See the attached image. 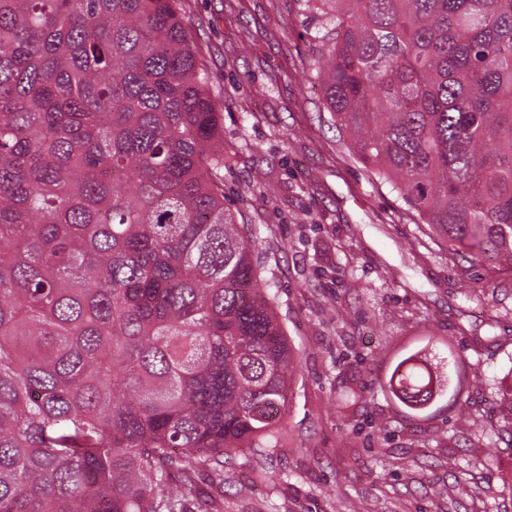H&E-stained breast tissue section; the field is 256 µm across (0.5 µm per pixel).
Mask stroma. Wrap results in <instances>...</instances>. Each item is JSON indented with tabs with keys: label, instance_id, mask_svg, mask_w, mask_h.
<instances>
[{
	"label": "stroma",
	"instance_id": "35a3bbf8",
	"mask_svg": "<svg viewBox=\"0 0 512 512\" xmlns=\"http://www.w3.org/2000/svg\"><path fill=\"white\" fill-rule=\"evenodd\" d=\"M224 125L225 204L251 224L298 355L282 437L201 485L219 512H512V280L461 282L445 243L349 153L324 107L321 21L307 0H181ZM498 320L501 347L475 354ZM453 339L478 375L456 409L407 417L380 384ZM361 385L356 412L340 386Z\"/></svg>",
	"mask_w": 512,
	"mask_h": 512
}]
</instances>
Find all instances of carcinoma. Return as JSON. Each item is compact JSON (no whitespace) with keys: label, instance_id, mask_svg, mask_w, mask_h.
<instances>
[{"label":"carcinoma","instance_id":"carcinoma-1","mask_svg":"<svg viewBox=\"0 0 512 512\" xmlns=\"http://www.w3.org/2000/svg\"><path fill=\"white\" fill-rule=\"evenodd\" d=\"M352 157L512 279V0H307ZM179 0H0V512H186L297 370ZM422 349L381 390L455 400Z\"/></svg>","mask_w":512,"mask_h":512}]
</instances>
